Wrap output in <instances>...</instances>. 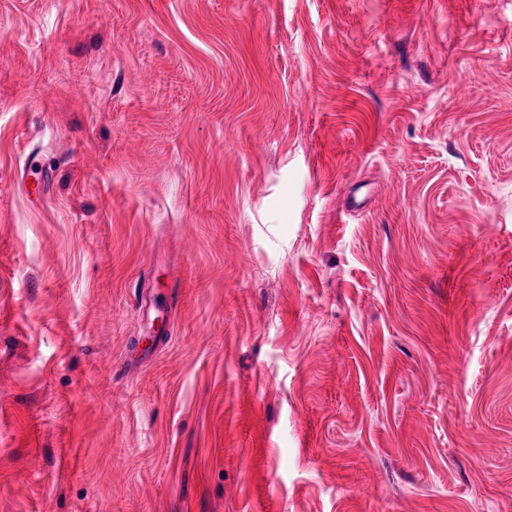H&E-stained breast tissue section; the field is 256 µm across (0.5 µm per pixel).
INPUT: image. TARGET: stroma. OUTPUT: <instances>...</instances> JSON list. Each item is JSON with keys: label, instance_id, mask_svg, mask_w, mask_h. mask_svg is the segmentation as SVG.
<instances>
[{"label": "stroma", "instance_id": "35a3bbf8", "mask_svg": "<svg viewBox=\"0 0 512 512\" xmlns=\"http://www.w3.org/2000/svg\"><path fill=\"white\" fill-rule=\"evenodd\" d=\"M0 512H512V0H0Z\"/></svg>", "mask_w": 512, "mask_h": 512}]
</instances>
